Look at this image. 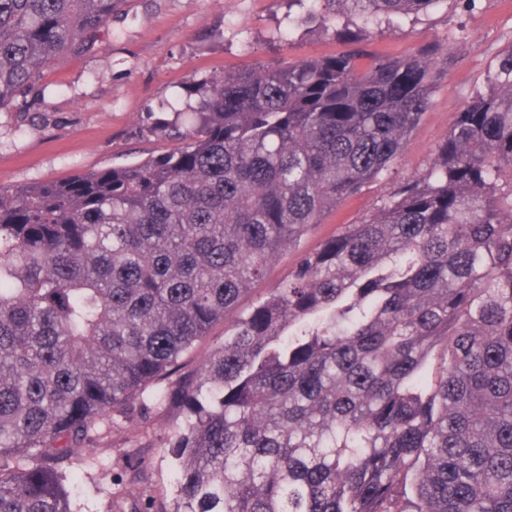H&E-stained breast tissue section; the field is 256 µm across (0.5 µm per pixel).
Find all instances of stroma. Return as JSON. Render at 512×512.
<instances>
[{"mask_svg":"<svg viewBox=\"0 0 512 512\" xmlns=\"http://www.w3.org/2000/svg\"><path fill=\"white\" fill-rule=\"evenodd\" d=\"M343 25L340 19H309L303 0H121L106 40L61 58L45 94L30 95L22 111L0 112V186L64 180L177 149V142L151 131L168 120L163 103L173 93L192 97L197 83L258 61L285 64L350 52L353 43L336 34ZM511 44L512 0H476L468 12L455 0H442L375 30L365 45L368 56L431 46L447 60L448 74L397 164L326 213L301 247L315 248L373 213L397 183L425 170L466 98ZM176 420L174 409L158 402L96 437L87 465L77 472V512H108L118 484L127 501L164 512L174 487L160 443ZM126 456L147 459L144 475L126 476Z\"/></svg>","mask_w":512,"mask_h":512,"instance_id":"stroma-1","label":"stroma"}]
</instances>
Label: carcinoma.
Masks as SVG:
<instances>
[{
	"label": "carcinoma",
	"mask_w": 512,
	"mask_h": 512,
	"mask_svg": "<svg viewBox=\"0 0 512 512\" xmlns=\"http://www.w3.org/2000/svg\"><path fill=\"white\" fill-rule=\"evenodd\" d=\"M116 2L0 0V112L96 46ZM440 2L309 17L359 43ZM363 56L206 80L153 129L182 148L0 186V512H73L90 438L157 401L177 412L169 512H512V44L428 168L239 310L397 164L443 75L430 47ZM296 263V251L292 248L283 251L275 256L268 265L266 277L244 295L239 303L240 310L248 309L256 300L264 297L269 288H274L275 285L282 279L287 278L291 273ZM224 341V323L216 324L210 336L205 341L200 343L192 354L187 356L184 361L185 371H190L201 366L207 359L209 353L214 349L215 346L221 344Z\"/></svg>",
	"instance_id": "obj_1"
}]
</instances>
